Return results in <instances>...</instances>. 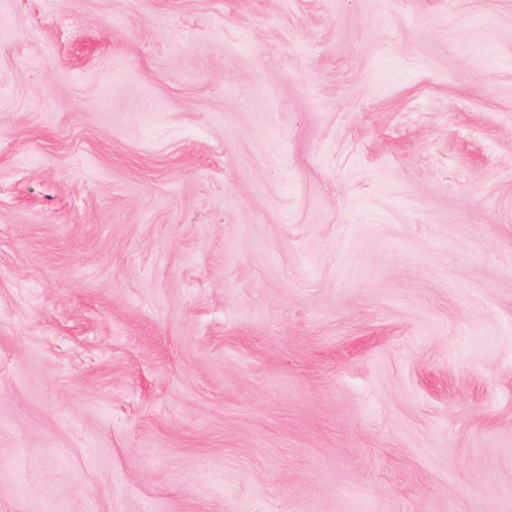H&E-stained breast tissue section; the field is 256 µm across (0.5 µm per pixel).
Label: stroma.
I'll use <instances>...</instances> for the list:
<instances>
[{"label":"stroma","mask_w":512,"mask_h":512,"mask_svg":"<svg viewBox=\"0 0 512 512\" xmlns=\"http://www.w3.org/2000/svg\"><path fill=\"white\" fill-rule=\"evenodd\" d=\"M0 512H512V0H0Z\"/></svg>","instance_id":"35a3bbf8"}]
</instances>
